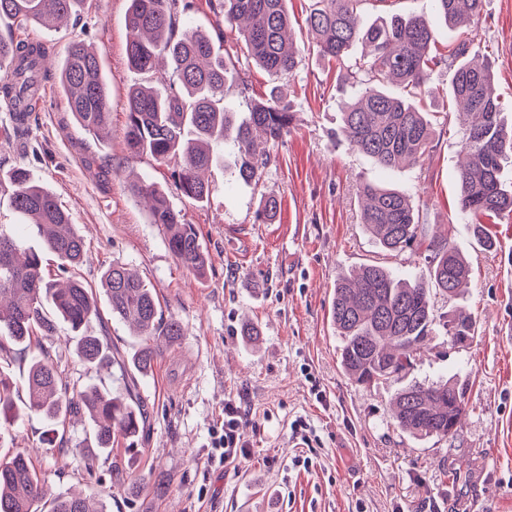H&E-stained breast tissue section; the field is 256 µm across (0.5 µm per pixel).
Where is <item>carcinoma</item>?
<instances>
[{"label":"carcinoma","instance_id":"carcinoma-1","mask_svg":"<svg viewBox=\"0 0 512 512\" xmlns=\"http://www.w3.org/2000/svg\"><path fill=\"white\" fill-rule=\"evenodd\" d=\"M84 0H0V24L35 21L51 28L74 15ZM126 46L128 65L140 74L156 69L166 56L174 80L158 86L135 85L127 98L126 145L138 157L173 165L171 177L180 194L202 202L209 184L201 172L225 163L220 150L232 144L234 173L244 182L259 178L271 161V150L288 133L292 112L276 96L253 104L238 120L224 105V85L230 68L224 54L214 50L212 38L197 29L180 26L179 0H129ZM218 22L238 27L251 58L274 78L290 77L298 66L297 53L286 44L289 29L287 0H209ZM372 0H313L306 25L317 52L329 60L348 58L353 44L363 39L373 47L369 59L354 63L349 72L354 105L343 113L341 133L359 152L381 167L415 165L432 146L431 122L414 103L425 92L430 72L441 64L452 73V101L476 120L463 128L456 173L458 213L464 221L473 214H512V188L501 181L503 162L512 159V126L502 119L493 98L491 69L472 62L479 50L467 40L452 41L447 53L438 52V34L422 16H395L362 28L364 7ZM448 26L460 28L478 18L485 0H435ZM33 44L0 34V99L17 105L14 117L23 127L37 110L29 79L12 74L9 58L28 54ZM395 84L403 94L393 95L384 84ZM59 84L76 123L96 137L110 121L111 102L95 53L80 41L72 42L59 64ZM12 205L26 216L43 238L46 249L59 260V270L80 266L85 245L76 225L57 204L53 194L25 169L8 175ZM131 191L146 199L151 221L167 232L170 252L183 268L197 275L208 265L194 225L153 183H134ZM361 219L375 241L389 252L413 244L425 247L430 279L409 281L381 265L361 268L354 280L336 279L331 319L342 338L340 365L361 385L397 377L411 368L417 351L430 337L448 336L464 347L474 338L476 322L462 311L448 314L439 324L433 315L432 293L453 297L467 284L468 261L438 231L429 232L407 190L365 183ZM112 318L126 323L139 338L132 355L125 356L107 337L85 332L98 315L95 289L77 279L59 287L49 279L41 254L23 251L17 240L0 231V353L11 347L27 348L33 337L49 339L62 321L74 333L76 356L98 368L116 367L121 375L149 374L164 347L184 336L182 324L164 317L152 288L124 265L112 263L102 276ZM28 370L26 399L16 405L9 379L0 373V420L23 414L38 415L49 427L44 444L66 447L70 438L59 433L71 420L90 425L80 448L88 464L112 450V440L134 442L146 422L145 402L128 386L126 391L89 385L77 388L60 377L48 349L36 342ZM465 413L462 389L451 381L414 382L400 390L392 403V418L402 430L422 438L446 439L453 435ZM112 482L131 496L140 484L124 469L112 468ZM42 480L31 457L17 451L0 459V512H105L95 495L70 493L48 503Z\"/></svg>","mask_w":512,"mask_h":512}]
</instances>
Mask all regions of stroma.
Returning <instances> with one entry per match:
<instances>
[{
	"mask_svg": "<svg viewBox=\"0 0 512 512\" xmlns=\"http://www.w3.org/2000/svg\"><path fill=\"white\" fill-rule=\"evenodd\" d=\"M310 5L287 0L299 63L286 79L272 80L235 32L225 31L219 48L233 74L224 86L228 109L244 117L254 101L275 93L294 120L258 181L212 167L201 203L177 194L170 166L126 149L127 95L146 80L127 63L129 0H86L78 16L54 28L32 21L11 27L13 37L45 43L57 59L75 40L93 48L112 116L108 135L87 134L53 73L43 78V102L24 131L0 103V230L22 247L40 245L14 210L6 179L11 170H28L84 237L86 260L71 276L95 287L112 263L126 264L154 289L164 315L184 327L181 340L137 381L149 408L137 446L115 443L90 466L81 452L47 449L46 425L34 414L1 440L30 453L49 496L92 491L107 512H465L478 494L483 512H512V215L477 216L494 242L488 250L474 239L473 223L453 219L463 117L453 110L447 67L432 71L420 100L432 115L433 143L417 166L379 168L338 136L348 70L314 50L305 27ZM395 14L426 16L440 36L449 34L434 0H375L363 22ZM466 34L490 63L493 96L511 125L512 0H486ZM140 181L162 187L196 226L209 253L205 276L177 263L164 228L130 191ZM362 182L414 189L423 222L440 226L472 264L459 296L433 295L435 318L444 321L458 307L477 321L468 346L432 337L408 373L370 386L340 366L342 338L330 318L336 279L378 264L425 280L430 266L419 250L389 252L370 237L361 222ZM268 198L278 209L266 222L259 212ZM248 321L258 325L259 342L242 336ZM70 334L58 323L50 342L64 380L122 387L120 376L97 373L66 348ZM447 379L465 391L455 434L437 440L402 431L390 410L398 389ZM230 400L246 411L240 433L249 456L226 466L212 442ZM299 417L310 425L304 441L291 430ZM299 455L308 457V468L293 467ZM116 465L139 478V496L113 485ZM160 481L166 489L158 493Z\"/></svg>",
	"mask_w": 512,
	"mask_h": 512,
	"instance_id": "1",
	"label": "stroma"
}]
</instances>
